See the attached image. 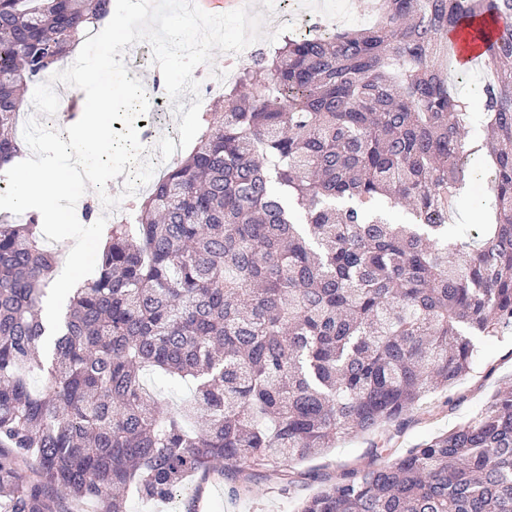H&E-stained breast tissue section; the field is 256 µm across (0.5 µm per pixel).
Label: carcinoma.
<instances>
[{
	"instance_id": "obj_1",
	"label": "carcinoma",
	"mask_w": 512,
	"mask_h": 512,
	"mask_svg": "<svg viewBox=\"0 0 512 512\" xmlns=\"http://www.w3.org/2000/svg\"><path fill=\"white\" fill-rule=\"evenodd\" d=\"M110 12L0 0V169L22 152L25 91ZM465 17L493 25L478 34L477 149L448 77ZM475 154L488 210L465 234ZM134 211L105 225L99 274L68 298L45 361L58 255L36 215L0 223V512L69 498L127 512L128 494L166 500L220 460L245 488L353 432L403 428L465 376L473 337L512 329V0H381L370 27L254 51ZM148 370L192 384L181 414ZM297 512H512V390Z\"/></svg>"
}]
</instances>
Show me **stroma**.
Segmentation results:
<instances>
[{
    "label": "stroma",
    "mask_w": 512,
    "mask_h": 512,
    "mask_svg": "<svg viewBox=\"0 0 512 512\" xmlns=\"http://www.w3.org/2000/svg\"><path fill=\"white\" fill-rule=\"evenodd\" d=\"M479 355L468 374L448 390L429 393L407 415L402 432L384 428L373 435L353 434L322 456L292 466L295 483L261 472L248 491L232 495L227 479L210 480L202 486L186 482L173 498L146 501L130 496L128 512H185L194 502L196 512H297L302 498L319 486L339 481L343 472L390 461L405 449L467 420L499 389H512V332L493 340L477 339Z\"/></svg>",
    "instance_id": "obj_1"
}]
</instances>
